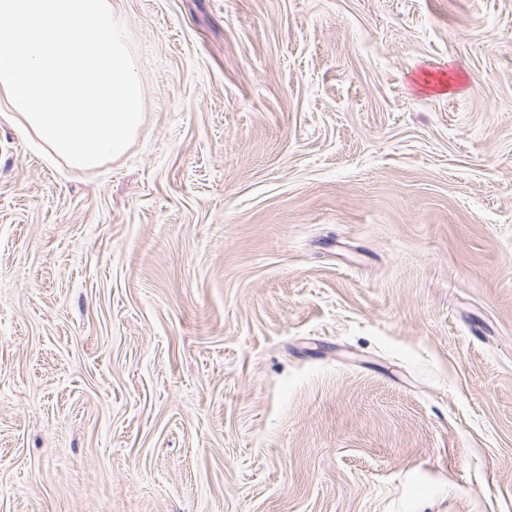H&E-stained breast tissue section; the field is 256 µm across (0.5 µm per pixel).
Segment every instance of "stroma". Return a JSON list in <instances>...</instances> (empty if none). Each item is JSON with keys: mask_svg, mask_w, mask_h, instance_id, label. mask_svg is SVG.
Wrapping results in <instances>:
<instances>
[{"mask_svg": "<svg viewBox=\"0 0 512 512\" xmlns=\"http://www.w3.org/2000/svg\"><path fill=\"white\" fill-rule=\"evenodd\" d=\"M112 5L123 155L0 99V512H512V0Z\"/></svg>", "mask_w": 512, "mask_h": 512, "instance_id": "35a3bbf8", "label": "stroma"}]
</instances>
